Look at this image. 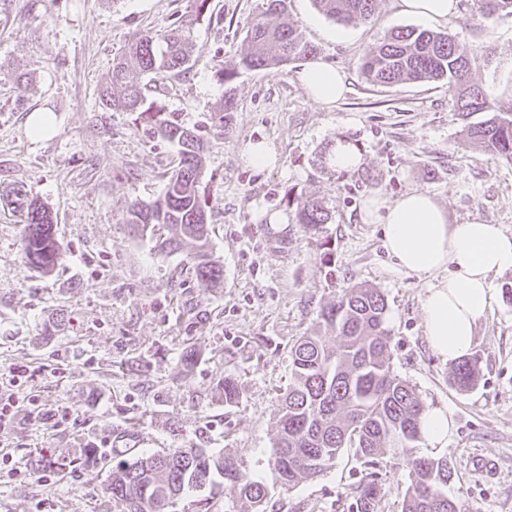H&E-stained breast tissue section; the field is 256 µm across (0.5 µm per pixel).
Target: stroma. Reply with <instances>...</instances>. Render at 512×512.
Masks as SVG:
<instances>
[{
  "instance_id": "obj_1",
  "label": "stroma",
  "mask_w": 512,
  "mask_h": 512,
  "mask_svg": "<svg viewBox=\"0 0 512 512\" xmlns=\"http://www.w3.org/2000/svg\"><path fill=\"white\" fill-rule=\"evenodd\" d=\"M265 7L0 0V185L38 198L65 249L54 270L32 267L21 252V215L0 207V370L35 368L26 391L45 418L30 422L23 403L0 429V512H115L105 487L131 450L196 447L240 458L269 487L265 512H359L357 487L369 470L352 449L288 490L272 466L280 397L293 377L290 348L353 284L387 301L394 373L426 407L452 418L446 448L417 447L452 461L449 497L466 512H512V269L490 277L492 309L471 348L481 377L461 392L424 336L425 282L397 273L380 225L364 221L368 198L419 189L449 223L478 219L511 234L512 165L465 138L466 123L482 116H462L447 82L380 85L362 70L366 53L393 29L448 30L478 57L473 81L512 99V16L480 26L461 0L452 21L430 24L403 14L397 0H378L374 19L340 25L313 0H289V22L348 81L346 97L323 107L298 81L301 59L221 81L220 71L247 52V26ZM183 23L192 31V68L155 79L148 96L205 139L210 248L224 266L215 288L197 280L188 251L159 253L171 227L136 234L124 224L128 205L162 198L179 155L147 123L101 101L112 60L128 42ZM228 91L236 109L221 134L214 122ZM35 112L52 115L53 133L32 135ZM339 138L361 152L358 169L329 166ZM259 141L275 152V167L247 164V145ZM292 197L322 201L329 223L316 233L297 224ZM48 325L56 328L50 337L42 334ZM227 376L240 391L231 406L220 386ZM478 456L494 473L474 466ZM48 461L56 468L45 478ZM376 471V512H400L408 468L385 456Z\"/></svg>"
}]
</instances>
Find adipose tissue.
Here are the masks:
<instances>
[{
	"label": "adipose tissue",
	"instance_id": "adipose-tissue-1",
	"mask_svg": "<svg viewBox=\"0 0 512 512\" xmlns=\"http://www.w3.org/2000/svg\"><path fill=\"white\" fill-rule=\"evenodd\" d=\"M299 81L323 106L347 91L343 75L318 60L303 67ZM364 210L367 223L381 225L393 268L427 283L421 307L430 347L448 362L466 355L478 321L492 307L490 274L512 269V234L480 220L449 223L433 196L417 190L392 202L370 198Z\"/></svg>",
	"mask_w": 512,
	"mask_h": 512
}]
</instances>
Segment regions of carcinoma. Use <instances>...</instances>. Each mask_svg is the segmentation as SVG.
Wrapping results in <instances>:
<instances>
[{
	"instance_id": "obj_1",
	"label": "carcinoma",
	"mask_w": 512,
	"mask_h": 512,
	"mask_svg": "<svg viewBox=\"0 0 512 512\" xmlns=\"http://www.w3.org/2000/svg\"><path fill=\"white\" fill-rule=\"evenodd\" d=\"M265 12L254 17L246 31L249 52L239 68L222 71L226 83L238 69H279L295 59L307 58L316 48L286 22L272 24L268 16L288 13V0H266ZM319 11L340 25L369 21L377 0H313ZM473 15L489 21L501 13L512 15V0H470ZM192 37L189 25L181 24L158 34L139 37L113 59L112 72L102 89V104L109 109L135 112L177 146L178 168L169 177L164 197L153 205L133 203L126 208L124 223L145 233L152 224H167L174 236L160 243L173 253L188 248L197 279L216 286L224 268L209 249L207 201L199 188L203 174L204 142L195 132L161 118L157 103L148 99L144 78L161 72L190 69ZM478 57L466 53L449 34L417 28L392 31L368 53L362 64L368 80L377 84L404 81L446 80L457 92V110L468 116H490L466 128V137L486 151L512 163V99L504 103L472 82ZM234 98L224 95L217 128L232 123ZM24 225L21 251L27 262L43 271L54 268L64 256L55 238L49 212L35 197L18 198ZM297 222L317 230L329 222V212L316 199H296ZM384 295L374 288L352 285L339 299L324 308L318 327L301 336L291 348L293 382L282 396L273 453V467L282 486L292 488L301 479L320 475L345 448L363 459L390 455L404 457L410 483L401 512H462L446 488L453 469L448 458L413 455L422 438L421 422L426 406L415 388L392 369L386 334ZM336 336L330 346L321 335ZM480 377V357L465 355L453 365L449 382L461 391L474 388ZM220 476L236 493L237 512H263L269 490L253 478L241 460L208 448H174L139 453L112 468L106 492L116 512H170L186 492L213 483ZM380 494L378 479L358 488L364 512Z\"/></svg>"
}]
</instances>
